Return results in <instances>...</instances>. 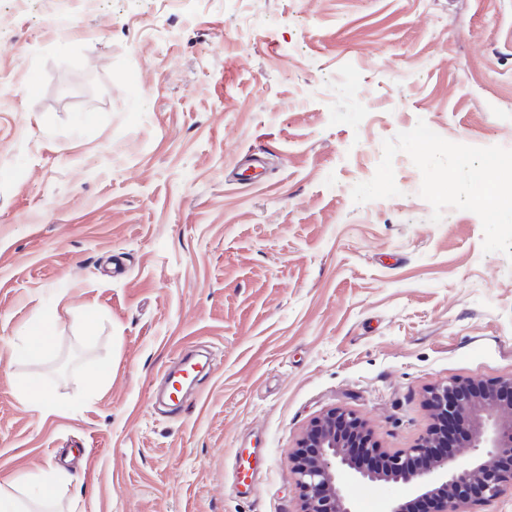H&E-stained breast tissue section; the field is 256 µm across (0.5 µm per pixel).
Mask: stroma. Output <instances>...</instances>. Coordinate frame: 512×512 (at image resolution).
Wrapping results in <instances>:
<instances>
[{
    "instance_id": "obj_1",
    "label": "stroma",
    "mask_w": 512,
    "mask_h": 512,
    "mask_svg": "<svg viewBox=\"0 0 512 512\" xmlns=\"http://www.w3.org/2000/svg\"><path fill=\"white\" fill-rule=\"evenodd\" d=\"M0 18V488L61 466L58 512H295L288 455L315 417L352 410L409 448L426 388L512 377V260L480 218L351 197L420 121L512 145V0H0ZM255 153L262 178L232 179ZM46 315L52 356L12 357ZM193 345L208 375L155 409ZM31 381L62 411L26 407Z\"/></svg>"
}]
</instances>
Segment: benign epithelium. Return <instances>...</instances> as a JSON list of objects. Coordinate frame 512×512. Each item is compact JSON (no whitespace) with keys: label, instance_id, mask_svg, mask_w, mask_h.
Returning <instances> with one entry per match:
<instances>
[{"label":"benign epithelium","instance_id":"benign-epithelium-1","mask_svg":"<svg viewBox=\"0 0 512 512\" xmlns=\"http://www.w3.org/2000/svg\"><path fill=\"white\" fill-rule=\"evenodd\" d=\"M426 404L433 422L411 448L388 450L373 440L365 420L353 411L330 409L315 417L289 454L298 490V512H351L343 476L402 483L433 498L435 512H472L512 491V378L450 379L429 387ZM461 428L470 455L439 452ZM380 460L379 468L358 466L354 443Z\"/></svg>","mask_w":512,"mask_h":512}]
</instances>
